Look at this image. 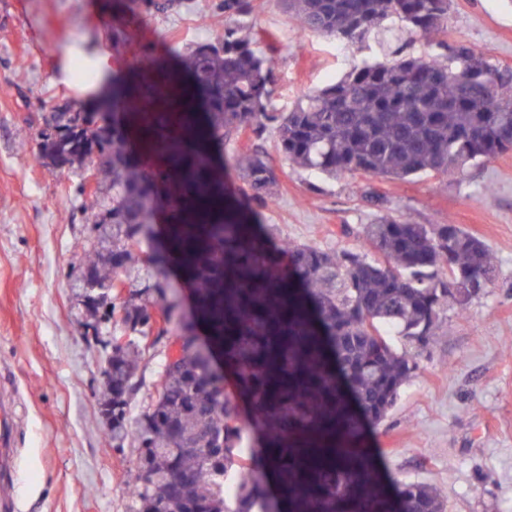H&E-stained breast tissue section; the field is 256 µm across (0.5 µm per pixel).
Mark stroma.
Wrapping results in <instances>:
<instances>
[{
    "mask_svg": "<svg viewBox=\"0 0 512 512\" xmlns=\"http://www.w3.org/2000/svg\"><path fill=\"white\" fill-rule=\"evenodd\" d=\"M242 23L271 56L281 112L363 62L378 47L302 30L280 0H252ZM224 30L219 10L180 7L132 20L110 0H0V405L10 414L13 456L0 469V512H130L133 448L104 447L94 397L104 352L84 336L67 278L88 216L79 172L36 158L43 119L79 106L78 82L57 81L60 50L111 49L123 64L142 44L188 46ZM478 47L512 67V0H452L439 36L405 34L417 56L436 40ZM25 80H18V72ZM260 145L279 184L260 221L279 237L336 250H365L360 228L370 195L422 224H458L496 259L491 288L449 332L434 337L390 415L369 429L374 467L397 480L442 489L447 512H512V151L464 176L328 179L283 158L274 132Z\"/></svg>",
    "mask_w": 512,
    "mask_h": 512,
    "instance_id": "35a3bbf8",
    "label": "stroma"
}]
</instances>
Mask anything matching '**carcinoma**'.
Returning <instances> with one entry per match:
<instances>
[{
	"label": "carcinoma",
	"mask_w": 512,
	"mask_h": 512,
	"mask_svg": "<svg viewBox=\"0 0 512 512\" xmlns=\"http://www.w3.org/2000/svg\"><path fill=\"white\" fill-rule=\"evenodd\" d=\"M283 4L303 30L354 44L398 20L414 33L440 32L451 0ZM171 5L123 0L134 18ZM219 9L224 33L164 49L181 71L145 46L136 72L112 69V100L77 113L68 136L46 128L37 143V158L62 173L97 165L79 247L86 276L69 278L87 325L127 337L112 345L98 406L108 445L137 453L131 512H446L434 485L390 490L369 461L367 427L395 407L446 313L460 316L485 294L494 256L460 226L420 224L379 196L361 227L369 252L277 244L257 222L278 190L256 142L272 128L285 159L332 179L463 174L512 149V70L464 42H440L427 56L401 44L394 59L366 62L277 112L273 60L236 23L252 13L251 0H220ZM246 132L255 144L241 157L234 202L224 197L221 158L224 142ZM159 211L164 244L138 266ZM170 266L192 288L191 319L161 280ZM119 284L125 293L104 299ZM168 334L183 339V353L162 360L133 418L144 344Z\"/></svg>",
	"instance_id": "1"
}]
</instances>
